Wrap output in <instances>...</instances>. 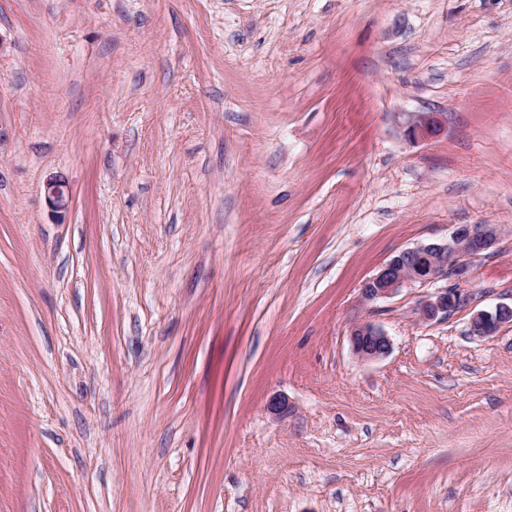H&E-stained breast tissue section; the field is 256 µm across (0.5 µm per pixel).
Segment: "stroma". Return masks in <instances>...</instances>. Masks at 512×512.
<instances>
[{
    "instance_id": "1",
    "label": "stroma",
    "mask_w": 512,
    "mask_h": 512,
    "mask_svg": "<svg viewBox=\"0 0 512 512\" xmlns=\"http://www.w3.org/2000/svg\"><path fill=\"white\" fill-rule=\"evenodd\" d=\"M457 224L469 282L362 301ZM500 304L512 0H0V512H512ZM441 121L434 113H423L416 116L408 124L405 134L411 139L431 138L440 133ZM44 191L56 212H62L69 208L71 195L65 180L57 177L48 179L44 184ZM461 300L459 288H446L425 299L419 308V314L424 321H431L443 314H448ZM512 316V307L500 305L493 311H479L471 320V331L477 336H486L493 333L498 327L506 323ZM349 339L353 353L363 361L379 360L391 349L388 336L368 322L353 325Z\"/></svg>"
}]
</instances>
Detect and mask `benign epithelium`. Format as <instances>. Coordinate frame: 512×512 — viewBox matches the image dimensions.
<instances>
[{
  "label": "benign epithelium",
  "mask_w": 512,
  "mask_h": 512,
  "mask_svg": "<svg viewBox=\"0 0 512 512\" xmlns=\"http://www.w3.org/2000/svg\"><path fill=\"white\" fill-rule=\"evenodd\" d=\"M441 121L434 113H423L408 124L405 134L411 139L431 138L440 133ZM44 191L52 208L57 212L69 208L71 195L65 180L50 178ZM499 233L494 224H457L448 240L440 243L419 244L401 251L390 259L361 288V298L374 302L389 298L401 289L413 284L434 282L448 275L465 282L471 274L468 259L494 248ZM461 300L457 288H446L425 299L419 308L421 319L431 321L454 309ZM512 317V307L500 305L493 311H479L471 320V331L486 336ZM353 353L363 361H375L385 357L391 343L388 336L375 325L357 323L350 329Z\"/></svg>",
  "instance_id": "1"
}]
</instances>
